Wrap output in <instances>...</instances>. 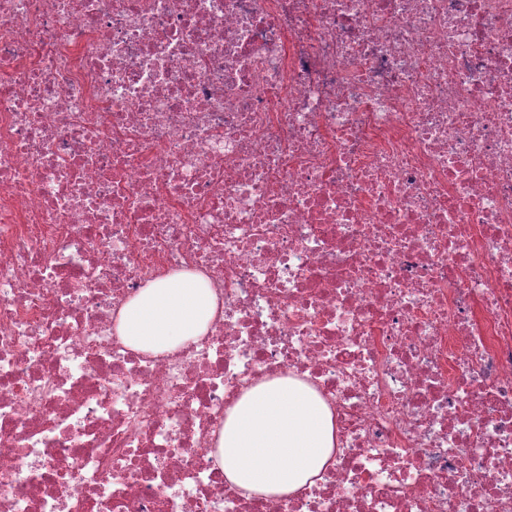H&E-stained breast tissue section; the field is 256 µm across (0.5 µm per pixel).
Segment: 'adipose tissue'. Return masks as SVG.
Returning a JSON list of instances; mask_svg holds the SVG:
<instances>
[{"instance_id": "1", "label": "adipose tissue", "mask_w": 512, "mask_h": 512, "mask_svg": "<svg viewBox=\"0 0 512 512\" xmlns=\"http://www.w3.org/2000/svg\"><path fill=\"white\" fill-rule=\"evenodd\" d=\"M218 311L208 280L181 272L149 282L119 312L116 332L134 349L171 352L203 335ZM328 407L301 383L280 378L229 408L217 450L224 478L249 496L277 497L311 484L329 463Z\"/></svg>"}]
</instances>
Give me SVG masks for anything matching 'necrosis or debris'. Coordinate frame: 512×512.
<instances>
[{
	"label": "necrosis or debris",
	"instance_id": "necrosis-or-debris-1",
	"mask_svg": "<svg viewBox=\"0 0 512 512\" xmlns=\"http://www.w3.org/2000/svg\"><path fill=\"white\" fill-rule=\"evenodd\" d=\"M283 377L333 458L249 498ZM0 512H512V0H0ZM217 311L208 280L181 272L149 282L120 310L115 328L134 349L171 352L203 335ZM328 407L301 383L280 378L245 392L227 411L217 450L224 479L248 496L294 493L329 463Z\"/></svg>",
	"mask_w": 512,
	"mask_h": 512
}]
</instances>
